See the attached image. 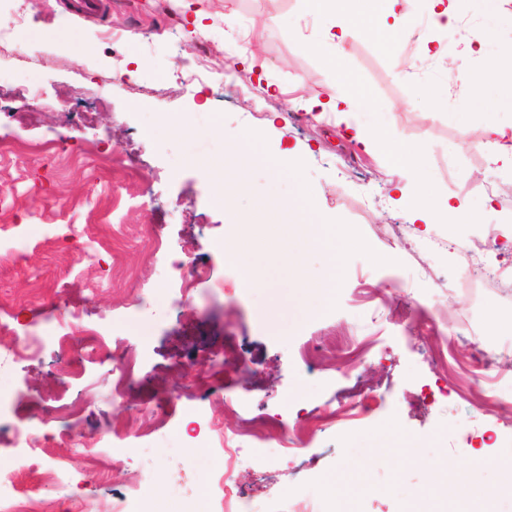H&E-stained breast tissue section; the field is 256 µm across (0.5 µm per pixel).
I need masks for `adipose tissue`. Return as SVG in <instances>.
<instances>
[{
	"mask_svg": "<svg viewBox=\"0 0 512 512\" xmlns=\"http://www.w3.org/2000/svg\"><path fill=\"white\" fill-rule=\"evenodd\" d=\"M426 2L430 33L423 34L417 31L411 18L401 12V0H382L383 7L370 27L371 35L375 36L380 31L390 30L395 32L400 40L414 44L423 54H431L434 49L432 31L442 32L456 27L459 15L451 5H448L447 0H426ZM355 138L365 149H381L403 172L410 175L413 181H420L424 166L416 151L393 139L378 137L375 133L363 128L356 130ZM242 140V145L237 146L230 156L201 165L202 170L214 185V196L218 203H226L229 189L237 185L240 173L246 170L255 158L249 147L250 142L254 140L253 135L245 134ZM255 205L273 221L285 213L296 215L297 220L290 224L289 229L308 248L335 250L339 236L334 231V225L324 219H315L316 207L312 200L300 194L289 198L261 196L256 199Z\"/></svg>",
	"mask_w": 512,
	"mask_h": 512,
	"instance_id": "adipose-tissue-1",
	"label": "adipose tissue"
}]
</instances>
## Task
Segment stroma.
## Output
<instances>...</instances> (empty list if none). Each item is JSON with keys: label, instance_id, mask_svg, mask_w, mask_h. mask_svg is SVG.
Returning a JSON list of instances; mask_svg holds the SVG:
<instances>
[{"label": "stroma", "instance_id": "obj_1", "mask_svg": "<svg viewBox=\"0 0 512 512\" xmlns=\"http://www.w3.org/2000/svg\"><path fill=\"white\" fill-rule=\"evenodd\" d=\"M71 0H0V472L36 512H112L149 488L169 512H224L232 486L247 512H411L440 472L512 449V290L483 279L512 268V167L475 139L512 124L502 88L473 90L448 60L464 49L438 35L440 58L391 34L359 32L342 50L307 0H105L83 18ZM463 21L487 38L485 62L512 44V0H461ZM203 17L202 27L189 20ZM262 32L259 47L242 43ZM206 39L210 71L174 78ZM235 63L223 85L215 71ZM352 92L346 119L303 99ZM184 117L188 133L167 120ZM423 151L432 220L421 224L384 155L364 152L348 125ZM262 141L242 186L216 205L201 161L236 137ZM295 149L300 176L267 161ZM303 192L320 216L356 233L339 259L302 251L266 226L255 197ZM466 204L448 225L439 202ZM240 264L223 249L241 235ZM399 252V264L386 263ZM335 274L329 304L295 288ZM103 334L90 352L88 334ZM40 344L25 353L27 337ZM232 337L245 372L224 365ZM138 382L112 396L116 359ZM229 383H215L214 371ZM281 415L299 437L286 454L237 437L224 465L221 431ZM147 435L150 460L115 447ZM505 474L448 484V512H512Z\"/></svg>", "mask_w": 512, "mask_h": 512}]
</instances>
